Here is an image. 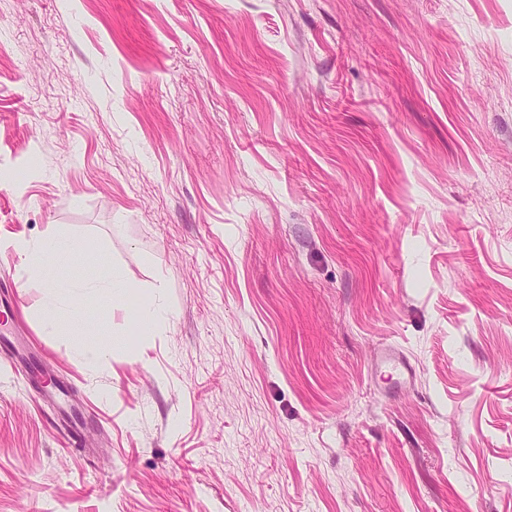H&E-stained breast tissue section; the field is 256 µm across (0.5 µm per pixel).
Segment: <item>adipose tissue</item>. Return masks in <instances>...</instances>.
<instances>
[{
    "instance_id": "1",
    "label": "adipose tissue",
    "mask_w": 512,
    "mask_h": 512,
    "mask_svg": "<svg viewBox=\"0 0 512 512\" xmlns=\"http://www.w3.org/2000/svg\"><path fill=\"white\" fill-rule=\"evenodd\" d=\"M20 251L30 252L34 265L46 269L48 275L45 286L52 301H60L63 297L73 294L93 292L99 295H112L119 298L127 297L131 288L120 272H112L105 280L61 279L59 270L69 266L79 254V247L75 240L53 238L46 241L37 250H30L27 243H19Z\"/></svg>"
}]
</instances>
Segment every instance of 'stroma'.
<instances>
[{"label": "stroma", "instance_id": "35a3bbf8", "mask_svg": "<svg viewBox=\"0 0 512 512\" xmlns=\"http://www.w3.org/2000/svg\"><path fill=\"white\" fill-rule=\"evenodd\" d=\"M0 284V512H512V0H0ZM17 248L22 252L29 253L35 266H41L45 271L51 270L53 272L46 277L45 288H47L54 303L59 302L66 295L85 292L112 295L123 299L133 291L119 271H113L106 280L82 279L74 281L72 279H60L57 276V271L69 266L80 254L75 240L52 238L33 252L29 250L27 242L19 243Z\"/></svg>", "mask_w": 512, "mask_h": 512}]
</instances>
